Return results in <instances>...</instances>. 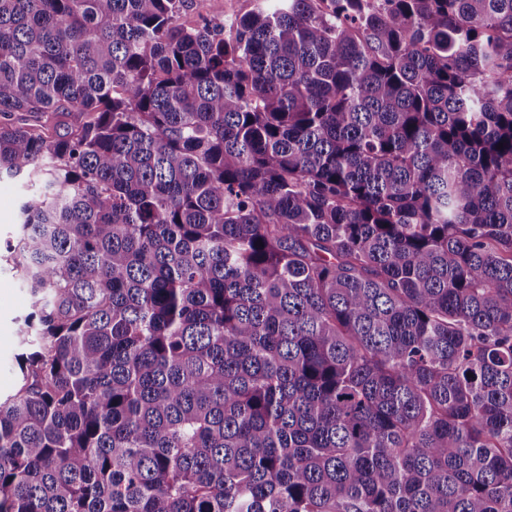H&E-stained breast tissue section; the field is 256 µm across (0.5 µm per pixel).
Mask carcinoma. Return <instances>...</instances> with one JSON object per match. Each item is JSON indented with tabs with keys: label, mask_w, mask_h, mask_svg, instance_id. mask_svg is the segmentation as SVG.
<instances>
[{
	"label": "carcinoma",
	"mask_w": 512,
	"mask_h": 512,
	"mask_svg": "<svg viewBox=\"0 0 512 512\" xmlns=\"http://www.w3.org/2000/svg\"><path fill=\"white\" fill-rule=\"evenodd\" d=\"M187 2L0 0V512H512V0ZM263 0H191L185 18L195 21L199 16L211 19H227L249 13ZM21 179L0 178V397L17 384L15 356L19 352V327L30 311L29 296L6 260L5 245L19 232L18 208L27 193ZM6 373L5 377H2Z\"/></svg>",
	"instance_id": "1"
}]
</instances>
